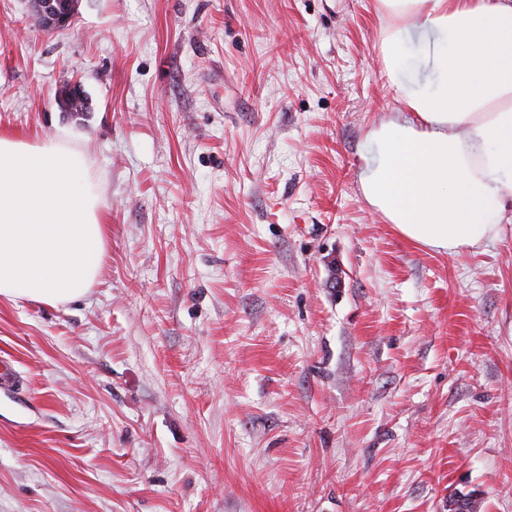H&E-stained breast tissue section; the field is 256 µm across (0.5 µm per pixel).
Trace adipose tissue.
<instances>
[{"instance_id":"adipose-tissue-1","label":"adipose tissue","mask_w":512,"mask_h":512,"mask_svg":"<svg viewBox=\"0 0 512 512\" xmlns=\"http://www.w3.org/2000/svg\"><path fill=\"white\" fill-rule=\"evenodd\" d=\"M397 109L370 131L367 203L408 241L455 254L493 242L512 205V0H376ZM417 34L438 77L403 76ZM109 226L85 156L67 138L0 134V299L56 307L100 275Z\"/></svg>"}]
</instances>
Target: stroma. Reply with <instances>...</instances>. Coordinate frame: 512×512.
I'll return each mask as SVG.
<instances>
[{"instance_id":"stroma-1","label":"stroma","mask_w":512,"mask_h":512,"mask_svg":"<svg viewBox=\"0 0 512 512\" xmlns=\"http://www.w3.org/2000/svg\"><path fill=\"white\" fill-rule=\"evenodd\" d=\"M375 0H0V132L68 133L89 292L0 300V512H512V222L457 255L363 198ZM77 81L89 112L55 93ZM43 23L50 28H65L71 24L78 0H27Z\"/></svg>"}]
</instances>
